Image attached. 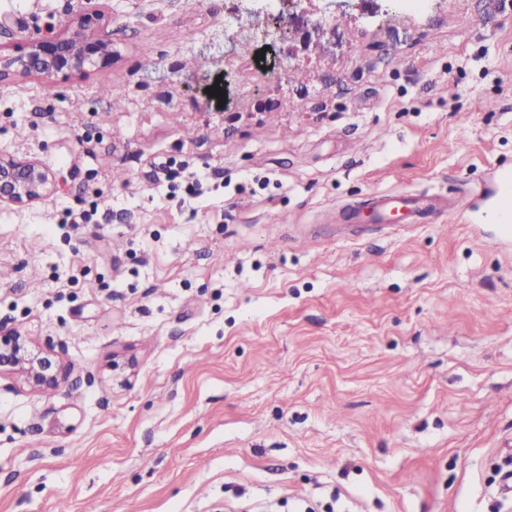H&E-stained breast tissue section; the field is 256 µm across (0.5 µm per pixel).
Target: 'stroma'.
Returning a JSON list of instances; mask_svg holds the SVG:
<instances>
[{
	"mask_svg": "<svg viewBox=\"0 0 512 512\" xmlns=\"http://www.w3.org/2000/svg\"><path fill=\"white\" fill-rule=\"evenodd\" d=\"M97 7L111 65L0 79V153L55 178L0 207V328L66 369L0 377V512H512V0H309L306 48ZM81 10L0 0V54ZM401 188L461 210L340 220ZM496 182L498 189L493 205L504 236L510 238L512 236V173L508 170L498 172Z\"/></svg>",
	"mask_w": 512,
	"mask_h": 512,
	"instance_id": "obj_1",
	"label": "stroma"
}]
</instances>
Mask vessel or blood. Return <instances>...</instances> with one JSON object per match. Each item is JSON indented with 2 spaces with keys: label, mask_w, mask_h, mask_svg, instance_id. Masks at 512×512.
Listing matches in <instances>:
<instances>
[{
  "label": "vessel or blood",
  "mask_w": 512,
  "mask_h": 512,
  "mask_svg": "<svg viewBox=\"0 0 512 512\" xmlns=\"http://www.w3.org/2000/svg\"><path fill=\"white\" fill-rule=\"evenodd\" d=\"M498 189L494 197V208L502 226L504 236H512V172L504 170L496 176ZM448 201L437 194L415 195L404 191L379 193L362 204L348 208L349 221H360L364 214H372L379 223L391 224L395 219L411 223L417 218L433 212L447 210Z\"/></svg>",
  "instance_id": "1"
}]
</instances>
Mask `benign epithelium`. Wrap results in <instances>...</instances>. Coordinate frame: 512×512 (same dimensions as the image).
I'll return each mask as SVG.
<instances>
[{"label": "benign epithelium", "mask_w": 512, "mask_h": 512, "mask_svg": "<svg viewBox=\"0 0 512 512\" xmlns=\"http://www.w3.org/2000/svg\"><path fill=\"white\" fill-rule=\"evenodd\" d=\"M95 0H85L86 12L80 24L66 36L46 35L39 31L30 35L28 50L12 57L0 56V76L6 70L51 78L59 73L82 71L85 66L105 67L112 62L108 43L93 34L91 28L101 19ZM253 11L264 13L275 28L299 39L303 46L310 35L293 27L294 15L274 11L273 0H248ZM52 174L39 162L27 157L0 155V206H27L43 200L51 191ZM61 368L48 353L32 348L29 337L17 332L0 333V374H16L33 387L53 389L58 385Z\"/></svg>", "instance_id": "1"}]
</instances>
